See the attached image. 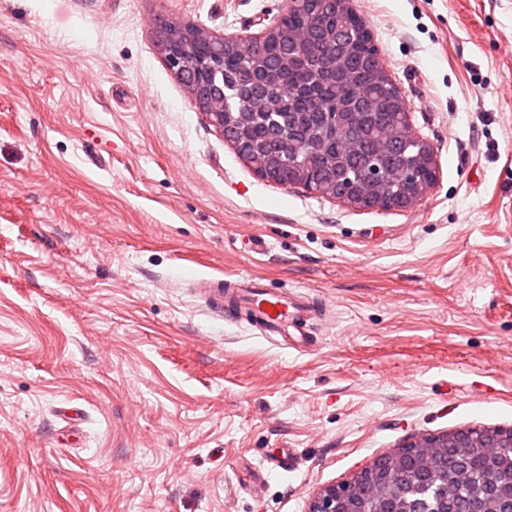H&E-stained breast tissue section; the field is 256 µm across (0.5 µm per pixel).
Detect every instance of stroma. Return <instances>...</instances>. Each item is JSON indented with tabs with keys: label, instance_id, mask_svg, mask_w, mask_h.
I'll return each mask as SVG.
<instances>
[{
	"label": "stroma",
	"instance_id": "1",
	"mask_svg": "<svg viewBox=\"0 0 512 512\" xmlns=\"http://www.w3.org/2000/svg\"><path fill=\"white\" fill-rule=\"evenodd\" d=\"M350 6L435 153L405 209L263 180L155 43L288 0H0V512H309L426 435L512 429V0ZM240 275L322 304L309 349L195 288ZM310 512H345L344 503L336 496V485L325 487L316 493Z\"/></svg>",
	"mask_w": 512,
	"mask_h": 512
}]
</instances>
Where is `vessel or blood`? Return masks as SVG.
Returning <instances> with one entry per match:
<instances>
[{"label":"vessel or blood","mask_w":512,"mask_h":512,"mask_svg":"<svg viewBox=\"0 0 512 512\" xmlns=\"http://www.w3.org/2000/svg\"><path fill=\"white\" fill-rule=\"evenodd\" d=\"M198 286L202 298L216 312L225 313L232 320H247L266 339L308 343L306 326L315 312L308 297H291L282 291L261 287L249 276L232 280L204 278Z\"/></svg>","instance_id":"b4317fda"}]
</instances>
